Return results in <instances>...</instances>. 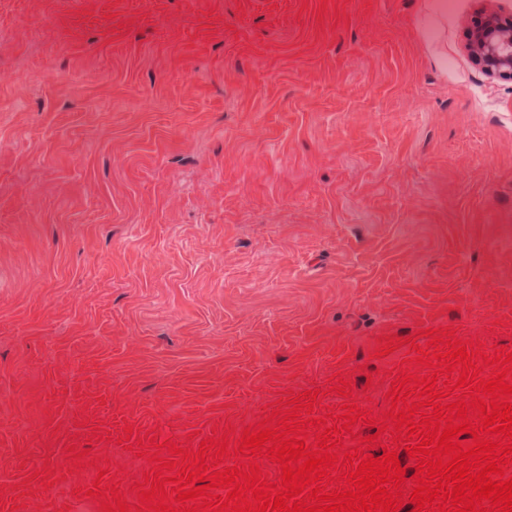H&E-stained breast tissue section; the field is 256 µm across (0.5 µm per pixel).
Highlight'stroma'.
<instances>
[{"label": "stroma", "mask_w": 512, "mask_h": 512, "mask_svg": "<svg viewBox=\"0 0 512 512\" xmlns=\"http://www.w3.org/2000/svg\"><path fill=\"white\" fill-rule=\"evenodd\" d=\"M482 9L512 0H0V512L139 506L149 455L215 435L242 467L307 390L379 457L423 329L512 349Z\"/></svg>", "instance_id": "obj_1"}]
</instances>
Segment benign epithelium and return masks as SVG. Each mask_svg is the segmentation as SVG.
<instances>
[{"mask_svg":"<svg viewBox=\"0 0 512 512\" xmlns=\"http://www.w3.org/2000/svg\"><path fill=\"white\" fill-rule=\"evenodd\" d=\"M466 48L485 73L512 79V16L479 13L467 31Z\"/></svg>","mask_w":512,"mask_h":512,"instance_id":"1","label":"benign epithelium"}]
</instances>
